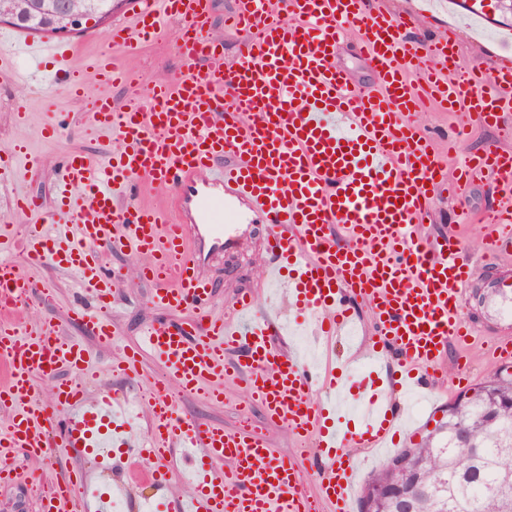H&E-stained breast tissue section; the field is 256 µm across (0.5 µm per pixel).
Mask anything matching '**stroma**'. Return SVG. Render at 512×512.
Segmentation results:
<instances>
[{
  "label": "stroma",
  "instance_id": "35a3bbf8",
  "mask_svg": "<svg viewBox=\"0 0 512 512\" xmlns=\"http://www.w3.org/2000/svg\"><path fill=\"white\" fill-rule=\"evenodd\" d=\"M390 14L412 19L428 37L438 38L456 29L457 56L461 66L479 77H487L501 65L512 61V14L503 12L499 0H380ZM109 25H88L80 33L67 36V43L76 49L71 69L51 75L41 72L13 84L0 83V150H17L13 179L0 181V214L9 212L13 199L19 194L37 196L46 210H53L56 184L64 160L73 152L100 158L113 150L117 142L113 135L90 126L86 114L93 108L92 98H70L64 84L67 77H83V58L93 55L108 45ZM179 27L169 24L158 41L124 52L125 63L133 86L146 88L167 80L184 66L175 44ZM131 85V86H132ZM28 103L25 117H18L16 108ZM419 126L433 145L445 155L447 169H454L459 159L448 152V136L464 126L463 150L469 155L482 154L487 146L495 144L512 151V108L500 112L495 124L463 123L459 114L437 111L432 103H424L419 112ZM499 196L495 184L486 177L475 178L466 193L465 207L435 198L430 218L421 226L432 238L455 230L462 241L461 256L473 261L479 256V226L472 222L473 214L494 203ZM268 259L262 224H246L235 247L211 254L204 265V273L215 285L210 307L224 312L235 294L243 289L254 290L259 302L267 296L262 285L263 266ZM17 264L21 277L34 295L30 305L18 310L16 317L35 327L42 323L56 326L61 336L82 339L90 350L92 364L101 371L99 383L87 384L89 393H98L100 385L123 391L132 396L147 393V380L166 383L168 377L159 357L145 356L139 366L142 380L132 383L121 372L119 356L124 347L140 341L143 330L153 322L170 325L181 321V314L163 310L151 301L152 286L139 280L136 260L126 253L112 254L108 267L123 279L113 301L97 300L85 295L76 273L52 264H31L23 259L19 239L0 240V261ZM512 279V263L488 264L480 268L468 292L461 314L470 319L482 335L481 341L469 349L470 364L466 370L469 382L457 386L454 377L457 368L453 362L454 347L443 354L445 376L439 384L442 396L426 406L420 415L406 418L395 438L396 448L419 442L436 421L443 409L460 394L471 392L484 382L500 363L486 353L487 341L493 337L512 336V320H504L497 303L490 295L502 279ZM83 305L100 314L111 323L117 333L112 346L101 347L86 326L70 317L75 305ZM244 382L233 379L224 385V401L210 402L203 393L184 394L176 399L180 413L206 424H220L242 434L263 432L274 454L295 456L301 442L287 430L269 424L260 406L246 402ZM81 464L80 459L58 445L52 456L39 464L20 460L16 482L0 485V512H39L40 496L27 477L32 467L44 472L45 485L65 479Z\"/></svg>",
  "mask_w": 512,
  "mask_h": 512
}]
</instances>
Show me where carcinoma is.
<instances>
[{
	"label": "carcinoma",
	"instance_id": "1",
	"mask_svg": "<svg viewBox=\"0 0 512 512\" xmlns=\"http://www.w3.org/2000/svg\"><path fill=\"white\" fill-rule=\"evenodd\" d=\"M32 0H11L17 17L11 24L32 34L51 32V19L30 8ZM465 425L470 439L453 440L458 421L453 414L440 423L436 442L424 439L399 451L401 468L394 475L384 465L371 476L378 484L403 486L420 471L428 484L416 512H501L500 487L512 474V408L501 410L496 426H484V415L493 408L486 393L475 391L469 400Z\"/></svg>",
	"mask_w": 512,
	"mask_h": 512
}]
</instances>
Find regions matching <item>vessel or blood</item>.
I'll return each instance as SVG.
<instances>
[{
    "instance_id": "vessel-or-blood-1",
    "label": "vessel or blood",
    "mask_w": 512,
    "mask_h": 512,
    "mask_svg": "<svg viewBox=\"0 0 512 512\" xmlns=\"http://www.w3.org/2000/svg\"><path fill=\"white\" fill-rule=\"evenodd\" d=\"M210 7L209 0H132L130 17L112 25L110 50L88 59L85 71L101 86L126 82L112 47L156 40L172 22L181 26L176 49L185 71L119 109L110 97L97 98L91 119L121 147L98 161L72 154L52 213L35 196L13 202L14 211L45 216L47 223L77 224L74 239L32 229L24 250L33 263L50 260L74 271L97 297L119 286L103 255H137L139 278L154 287L153 304L188 317L174 329L151 325L126 354L124 371L137 375L147 349L162 358L174 383L154 387L150 435L139 439L131 416L116 411L114 401L88 400L76 383L59 382L52 401L38 400V378L60 369L90 375L87 349L52 325L35 331L1 319L0 404L10 418L0 429V479L11 480L17 454L49 457L60 434L77 455L89 452L105 463L121 447L127 456L154 459L150 479L161 488V465L178 445L191 491L177 512H310L299 462L272 456L264 434L245 437L177 412L178 391L201 390L223 402L224 380L235 372L244 375L270 424L304 439L322 428L307 460L323 470L321 493L330 512H352L356 468L345 450L386 444L398 414L370 380L356 413L345 411L342 376L329 383L335 403L313 401L318 369L272 345V322L252 291L236 295L231 316H211L214 285L202 271V254L232 244L242 218L263 224L274 257L266 283L287 279L289 306L330 339L347 334L351 299L367 303L374 340L366 357L397 350L402 363L392 392L427 397L447 345H458L459 359L468 357L474 331L459 309L475 275L459 259L457 238L423 236L430 192L462 200L485 172L511 187L512 152L489 145L448 175L410 116L427 96L444 110L461 108L489 122L512 94V66L499 70L493 91H477L476 76L455 61L452 39L405 38L403 19L369 9L366 0H233L224 25L238 36L239 49L228 60L223 42L210 33ZM350 32L359 35L356 46L377 76L375 88L356 87L336 63ZM73 55L67 43L14 37L0 51V79L17 81L50 63L62 70ZM201 61L208 64L203 73L195 70ZM408 67L419 70L418 86L407 82ZM143 181L168 190L165 206L120 203ZM479 221L486 256L512 253L511 197ZM334 224L343 226V239L331 232ZM31 298L14 267L1 262L0 309ZM79 315L99 342L111 343L109 323L85 309ZM240 345L243 360L226 370L225 354ZM217 462L224 471L214 470ZM92 481L87 472L74 473L45 497L42 512H99L98 500L86 496Z\"/></svg>"
}]
</instances>
